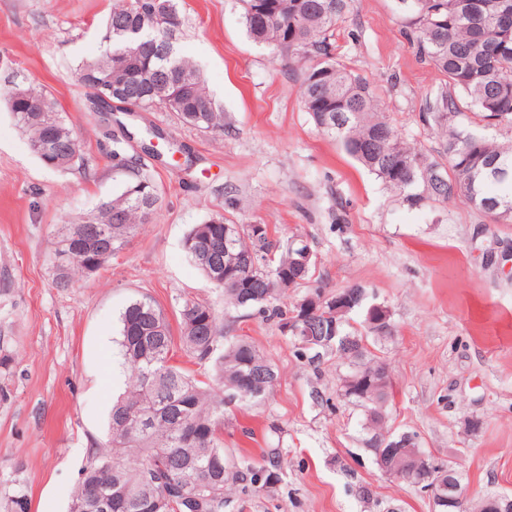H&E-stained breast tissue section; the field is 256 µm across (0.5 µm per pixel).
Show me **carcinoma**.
Segmentation results:
<instances>
[{
    "instance_id": "carcinoma-1",
    "label": "carcinoma",
    "mask_w": 512,
    "mask_h": 512,
    "mask_svg": "<svg viewBox=\"0 0 512 512\" xmlns=\"http://www.w3.org/2000/svg\"><path fill=\"white\" fill-rule=\"evenodd\" d=\"M115 0L104 36L106 49L91 66L106 68L112 53L128 51L136 67L128 77L130 105L142 111L153 101L173 98L180 102L183 121L205 132L224 130V112L207 90L193 61L168 53V40L182 26L177 0L169 4L175 16L172 28L156 34V52L139 49L132 31L134 19L129 3ZM248 35L282 58L302 63L299 73L304 110L317 129L334 138L343 151L375 174L392 192L412 206L450 199L467 201L476 210L512 222V177L495 179L488 166L512 171V140L500 142L472 132L455 120V101L443 92L428 113L430 127L442 138L454 179L440 163L411 146L386 118L371 87L335 58L336 24L348 10L349 0H289L288 14L260 15L251 11L252 0H241ZM468 0H403L413 13L412 44L419 56L433 64L468 102L493 126L512 129V50L485 52L503 42L504 31L494 11L472 14ZM159 73L165 77L161 94L151 98L139 85L143 78ZM44 96L46 112H31L26 105L11 108L20 127L34 144L55 130L61 151L68 152L55 168L68 170L81 159L80 139L59 104L44 91L25 87ZM112 156L127 172L120 193L102 204L88 220L71 224L55 244L60 260L82 250L81 233L90 226L111 230V254L127 243L129 235L155 214L158 192L152 177L138 159L125 155L123 143L112 140ZM275 245L268 233L254 237L230 225L224 229L219 216L195 225L185 239L193 264L210 279L212 270L197 257L211 252L224 270V300L230 306L255 309L287 325L296 308L276 305L280 300V272L292 270L296 247L285 246L271 256ZM87 270L85 257L56 266V286L68 288L74 275ZM337 321L335 348H313L314 358L331 350L346 361L340 395L363 408L369 437L366 445L378 460L379 449L406 438L418 447L412 434L384 435L382 415L391 398V379L386 363L369 356L363 333L351 328L349 315L326 319L313 317L308 329L315 336L330 335V321ZM183 349L197 365L210 364L214 381L172 363L173 336L163 312L149 297L132 300L121 316L119 345L127 369L125 389L112 404L108 438L98 446L82 469L75 485L69 512H103L99 503L112 502L109 512H224L226 485L249 478L256 491L279 481L269 469L246 462L232 470L224 457V407L236 401L260 402L273 390L278 374L274 364L245 338L224 336L219 315L209 305L194 300L180 310ZM394 477L432 494H448L432 480L415 479L405 462L392 461ZM5 512H30L23 483L15 484L5 497Z\"/></svg>"
}]
</instances>
